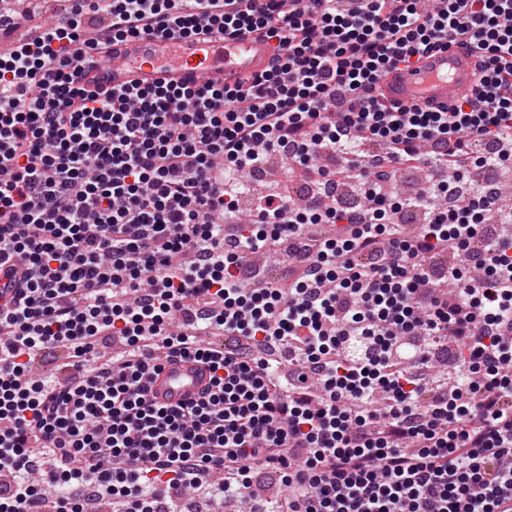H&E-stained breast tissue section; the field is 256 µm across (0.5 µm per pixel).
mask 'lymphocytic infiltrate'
Instances as JSON below:
<instances>
[{"label": "lymphocytic infiltrate", "instance_id": "obj_1", "mask_svg": "<svg viewBox=\"0 0 512 512\" xmlns=\"http://www.w3.org/2000/svg\"><path fill=\"white\" fill-rule=\"evenodd\" d=\"M337 2L70 0L66 24L0 59V268H26L0 305V512H84L91 484L114 512H159L157 484L196 488L220 470L223 494L239 496L261 468L287 487V512H512V238L482 236L512 209L457 188L471 142L494 144L483 166L512 160V0ZM102 10L109 23L84 33ZM204 23L278 53L243 85L102 95L68 52ZM456 43L479 58L469 94L385 100L391 68ZM373 140L389 150L349 177L368 203L358 217L331 172L304 203L272 191L246 211L224 174ZM416 156L427 184L392 204V169ZM403 206L423 211L419 235L393 222ZM286 240L299 278L242 287L247 254ZM449 245L466 263L433 281L428 258ZM214 329L241 340L201 342ZM112 335L126 356L99 355ZM407 336L423 342L403 358ZM447 341L467 350L456 388L428 368ZM60 346L77 374L29 377ZM184 357L209 369L211 391L156 404L148 375ZM48 487L60 491L50 511Z\"/></svg>", "mask_w": 512, "mask_h": 512}]
</instances>
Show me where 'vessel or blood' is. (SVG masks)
Here are the masks:
<instances>
[{
	"label": "vessel or blood",
	"mask_w": 512,
	"mask_h": 512,
	"mask_svg": "<svg viewBox=\"0 0 512 512\" xmlns=\"http://www.w3.org/2000/svg\"><path fill=\"white\" fill-rule=\"evenodd\" d=\"M273 54V45L253 36L146 35L124 40L100 54L82 56L79 66L82 84L105 93L131 85L232 84L265 70ZM478 75L473 53L455 47L389 72L381 82V91L386 100L405 107L448 105L468 93ZM23 271L18 263L10 274L0 273V305L16 294ZM209 385V371L187 358L161 363L147 381L151 398L168 406L199 397Z\"/></svg>",
	"instance_id": "1"
}]
</instances>
